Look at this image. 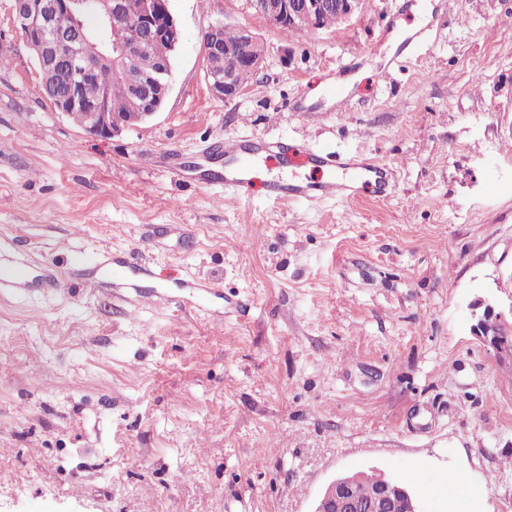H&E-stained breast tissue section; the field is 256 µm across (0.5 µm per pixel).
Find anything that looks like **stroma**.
Wrapping results in <instances>:
<instances>
[{
    "label": "stroma",
    "mask_w": 512,
    "mask_h": 512,
    "mask_svg": "<svg viewBox=\"0 0 512 512\" xmlns=\"http://www.w3.org/2000/svg\"><path fill=\"white\" fill-rule=\"evenodd\" d=\"M401 2L287 38L246 0H171L164 106L101 139L42 96L0 0V270L63 282L0 288V512H311L369 468L422 512L452 489L460 512H512V379L471 309L512 303V0H450L399 66L379 35L394 15L420 28L429 0ZM217 21L264 49L229 102L201 50ZM261 137L293 161L257 160L243 200L214 145ZM312 151L370 154L393 195L267 199L331 175Z\"/></svg>",
    "instance_id": "35a3bbf8"
}]
</instances>
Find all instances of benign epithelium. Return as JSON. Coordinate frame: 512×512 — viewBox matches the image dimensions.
I'll list each match as a JSON object with an SVG mask.
<instances>
[{"label": "benign epithelium", "instance_id": "1", "mask_svg": "<svg viewBox=\"0 0 512 512\" xmlns=\"http://www.w3.org/2000/svg\"><path fill=\"white\" fill-rule=\"evenodd\" d=\"M79 0H13L12 19L33 54L44 85L57 72L67 77V93L49 99L54 110L68 114L73 107L88 111V124L83 130L94 137L111 138L150 119L162 107L171 88V62L182 41L181 29L171 11L170 0H141L139 15L130 23L126 19L123 0H93L99 20L111 30V45L94 38L83 22L70 31L55 26L60 13H74ZM255 13L276 29L293 32L321 29L324 14L334 12L347 21L354 16L360 0H248ZM224 24L216 22L204 32L203 55L222 54L224 72L206 75L212 94L226 101L240 96L247 82L263 67L264 57L249 54L257 42L256 35L240 27L237 44L224 43ZM143 51L159 56V68L150 79L139 75L134 62ZM104 69L112 70L119 81L128 85L141 98V111L118 115L111 110L108 92L92 102L81 99L80 87ZM475 335L504 360H512V344L506 336L512 327L493 303L484 304L482 314L473 325ZM358 476L376 484L375 494L358 498L352 479L342 475L332 480L316 500L313 512H393L394 496L407 498L410 512H420L415 497L407 488L382 474L360 472Z\"/></svg>", "mask_w": 512, "mask_h": 512}]
</instances>
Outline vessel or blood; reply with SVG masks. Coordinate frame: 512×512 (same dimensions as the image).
I'll use <instances>...</instances> for the list:
<instances>
[{
    "label": "vessel or blood",
    "mask_w": 512,
    "mask_h": 512,
    "mask_svg": "<svg viewBox=\"0 0 512 512\" xmlns=\"http://www.w3.org/2000/svg\"><path fill=\"white\" fill-rule=\"evenodd\" d=\"M391 34L398 43L402 54L415 56L421 47L423 32L411 33L402 28H392ZM224 184L241 198L251 194V161L261 154H278L282 161L292 159L290 147L272 139L257 140L250 148L239 147L233 140H225ZM342 177H331L318 182L302 179L279 180L270 184V197L283 202H319L327 198L349 200L359 196L363 188H370L379 198L388 197L390 171L388 167L365 154H352L347 162L341 163Z\"/></svg>",
    "instance_id": "vessel-or-blood-1"
}]
</instances>
